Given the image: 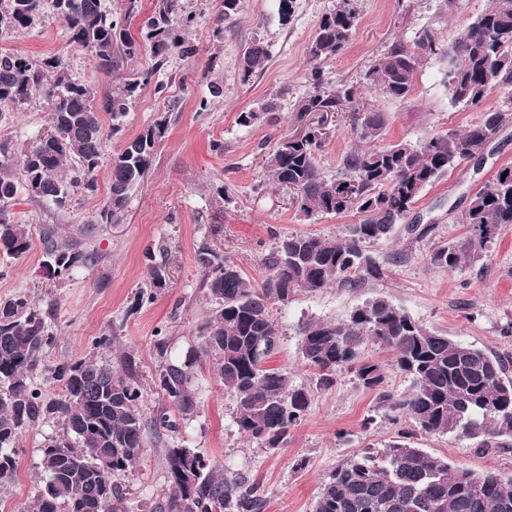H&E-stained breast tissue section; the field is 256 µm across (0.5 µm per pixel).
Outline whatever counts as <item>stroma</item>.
Listing matches in <instances>:
<instances>
[{
	"label": "stroma",
	"instance_id": "obj_1",
	"mask_svg": "<svg viewBox=\"0 0 512 512\" xmlns=\"http://www.w3.org/2000/svg\"><path fill=\"white\" fill-rule=\"evenodd\" d=\"M185 3L198 18L186 34L195 54L172 56L167 70L157 76L166 87L164 95L144 88L124 117L122 132L106 144L108 155H117L127 139L160 115L168 117L153 163L126 209L113 221L98 223L109 189V170L104 166L96 173V193L77 196L63 209L24 195L13 208L18 223L58 224L66 233H82L89 249L100 256L96 265L79 270L50 291L40 272L39 246L18 259L0 254V297L22 291L40 307L53 309L56 341L45 357L47 364L90 355L94 339L113 330L116 352L131 354L138 374L149 378L161 363L154 348L157 329L166 331L173 355L180 358L197 341L210 308L200 291V249L215 248L260 282L268 275L263 260L281 237L307 232L339 238L361 219L354 211L302 219L284 202L265 169L277 141L295 131L294 104L310 89L309 45L336 0H295L285 23L276 0H243L234 26L222 30L217 23L223 0ZM491 5L492 0H355L356 30L345 50L324 64V76L330 88H353L364 103L385 114L386 142L419 143L464 130L485 112L496 110L505 89L491 90L475 107L452 104L442 81L449 60L440 55L417 71L412 92L403 101L373 90L368 73L375 59L395 46L412 47L423 32L448 44ZM255 37L267 45L270 61L263 72L246 79L241 55ZM2 48L34 59L66 53L72 78L95 84L100 92L118 86L128 72L147 64L143 58L124 64L109 77L97 72L89 52L69 48L64 23L52 16L27 33L0 39ZM215 83L223 89L217 97L210 92ZM279 92L284 106L277 123L237 124L240 112ZM203 99L208 102L204 111L198 106ZM350 117L347 109L313 115L330 131L319 158L327 178L336 177L341 157L356 145ZM215 140L223 141V155L211 152ZM507 163L512 164V123L488 146L484 163L462 162L422 193L409 218L433 225L429 236L413 243L400 229L391 238L366 244V251L384 268L383 279L369 278L353 288L331 287L316 294L299 291L288 305H274L280 344L269 365L287 372L293 385L313 392L309 411L292 430L286 447L264 448L247 440L236 425L233 398L225 394L210 366H198L195 412L178 417L177 431L160 437L147 433L136 468L121 479L128 512H152L168 484L165 454L174 445L246 474L259 488L261 512H313L322 483L336 467L366 448L384 449L410 431L408 420L381 400L385 393L402 398L413 387L409 376L389 368V352L374 344L363 352L365 359L386 367L377 390L364 387L346 370L330 389H317L313 371L300 357L301 323L344 318L375 295L387 296L431 330L491 351L512 368V227L501 231L485 257L472 266L443 271L429 262L434 244L465 236L459 217L467 197ZM261 182L267 189L262 198L254 192ZM153 262L165 265L168 284L157 290L153 302L140 306L134 298L139 289L149 288ZM52 432V426L42 424L22 434L16 479L0 488V506L7 512H29L41 479L38 446ZM413 440L452 468L512 474V438L486 452L476 441L448 435L418 433Z\"/></svg>",
	"mask_w": 512,
	"mask_h": 512
}]
</instances>
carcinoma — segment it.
<instances>
[{
  "mask_svg": "<svg viewBox=\"0 0 512 512\" xmlns=\"http://www.w3.org/2000/svg\"><path fill=\"white\" fill-rule=\"evenodd\" d=\"M139 2L122 0V11L114 15L101 7V0H0V38L31 29L49 7L64 21L71 48L91 52L100 73L109 76L144 52L150 59L136 77L100 96L94 85L71 78L63 53L32 59L0 50V126L10 125L18 106L40 101L49 124L29 145L0 138V250L6 255L19 258L32 246L31 225L13 221L19 195L62 207L78 193L96 192L95 171L106 140L122 130L121 118L141 90L172 55L195 54L185 32L196 24L197 15L185 10L183 0H155L152 13L141 22L138 41L127 25L137 17ZM241 8L242 0H224L217 34L224 33L222 23L235 19ZM358 19L353 0H336V7L322 17L309 50L310 91L295 105L297 121L310 112H334L344 103L360 111L352 89H324L321 70L322 63L347 47ZM441 52L451 61L443 82L452 103L476 105L493 88L511 89L512 0H493L444 51L429 31L412 51L392 48L374 62L369 76L382 94L402 101L423 62ZM268 61L264 41L253 39L241 60L243 80L263 71ZM280 111L276 95L239 113V125L275 122ZM104 114L112 120L108 129ZM491 122H512V95L506 109L485 113L480 123L463 132L437 134L420 144L381 146L387 119L368 109L354 133L370 146L346 153L333 180L323 176L318 164L329 137L326 129L307 126L280 139L267 165L274 184L288 190V201L301 217L353 210L362 219L348 225L342 238L311 233L281 238L264 258L270 275L261 285L234 262L201 249L196 261L211 307L199 328L198 345L182 361L169 359L166 336L156 334L155 351L164 363L153 381L170 405L156 409L148 421L139 408L143 387L134 359L125 354L112 364V335L97 337L92 355L50 366L44 358L56 336L47 317L26 294L1 297L0 485L11 482L17 470L21 434L48 423L55 433L39 445L44 480L32 512H104L101 492L106 489L122 499L120 479L136 467L146 429L174 431L175 415L194 413L195 366L202 359L211 363L224 393L234 399L240 433L266 448L288 444L290 430L311 406L312 392L266 366L279 345L271 305L278 302L281 289L320 293L332 285L351 288L367 276L383 278L384 269L364 244L391 237L426 186L468 156L483 154ZM166 128L163 118L125 141L111 158L110 191L100 219L126 207ZM460 223L466 225L467 237L435 244L429 254L432 266L454 271L472 265L499 231L512 224V165L499 168L469 198ZM39 236L49 281L61 283L99 261L81 238L63 235L53 224L41 225ZM300 335L302 361L316 371L321 389L331 387L344 368L368 389L382 384L381 365L361 359L369 341L391 353L393 368L412 378L413 389L405 399L395 401L390 394L382 399L419 431L476 439L486 449L512 438V378L505 362L428 330L382 294L347 318L309 321L300 327ZM38 376L54 390L35 385ZM491 401L500 407L488 410ZM165 463L168 487L155 512H260L258 486L247 475L189 448L167 449ZM314 512H512V475L460 472L400 440L379 454L365 452L337 467L323 483Z\"/></svg>",
  "mask_w": 512,
  "mask_h": 512,
  "instance_id": "cac0c4a2",
  "label": "carcinoma"
}]
</instances>
